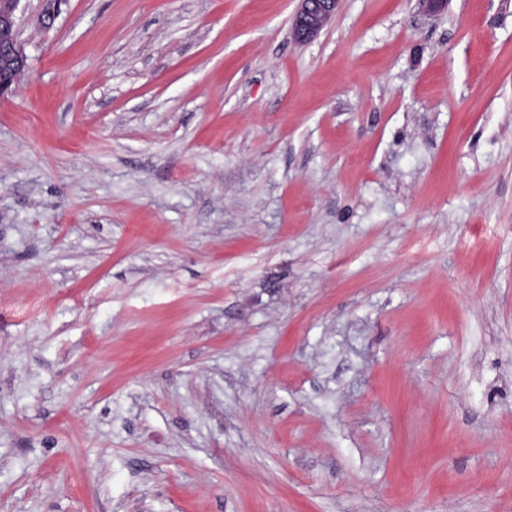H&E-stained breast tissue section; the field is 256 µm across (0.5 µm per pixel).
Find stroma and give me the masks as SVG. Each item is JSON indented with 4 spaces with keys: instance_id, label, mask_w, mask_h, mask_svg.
<instances>
[{
    "instance_id": "35a3bbf8",
    "label": "stroma",
    "mask_w": 512,
    "mask_h": 512,
    "mask_svg": "<svg viewBox=\"0 0 512 512\" xmlns=\"http://www.w3.org/2000/svg\"><path fill=\"white\" fill-rule=\"evenodd\" d=\"M21 0L0 512H512V0ZM342 0H299L292 20V34L298 42L317 38L330 23Z\"/></svg>"
}]
</instances>
